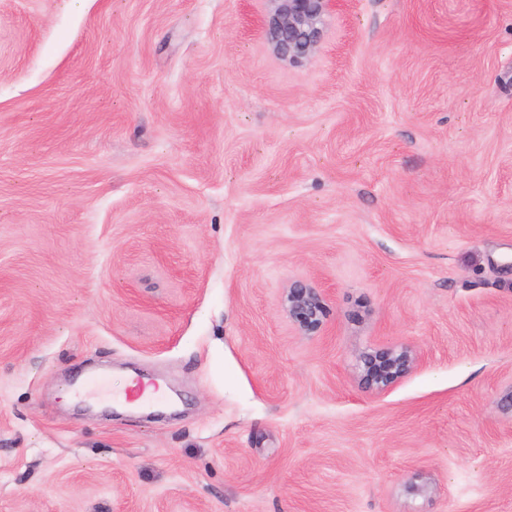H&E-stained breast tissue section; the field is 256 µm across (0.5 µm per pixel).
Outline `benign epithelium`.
I'll use <instances>...</instances> for the list:
<instances>
[{"instance_id": "7a95c632", "label": "benign epithelium", "mask_w": 512, "mask_h": 512, "mask_svg": "<svg viewBox=\"0 0 512 512\" xmlns=\"http://www.w3.org/2000/svg\"><path fill=\"white\" fill-rule=\"evenodd\" d=\"M265 21L267 42L282 58L300 62L315 54L321 43L325 18L336 6V0H269ZM325 294L307 282H296L282 300L289 319L304 334L321 331L325 318ZM419 357L409 347L379 349L362 359V380L365 388L384 392L417 366Z\"/></svg>"}]
</instances>
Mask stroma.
<instances>
[{"mask_svg": "<svg viewBox=\"0 0 512 512\" xmlns=\"http://www.w3.org/2000/svg\"><path fill=\"white\" fill-rule=\"evenodd\" d=\"M268 8L0 0V512H512V0ZM270 10L264 33L273 50L289 62L315 54L321 43L325 18L335 0H268ZM326 298L321 288L307 282H295L285 292L283 307L289 319L304 334L321 331L325 318ZM418 361L417 354L407 346L379 349L362 357L361 380L368 390L384 392L407 377Z\"/></svg>", "mask_w": 512, "mask_h": 512, "instance_id": "obj_1", "label": "stroma"}]
</instances>
